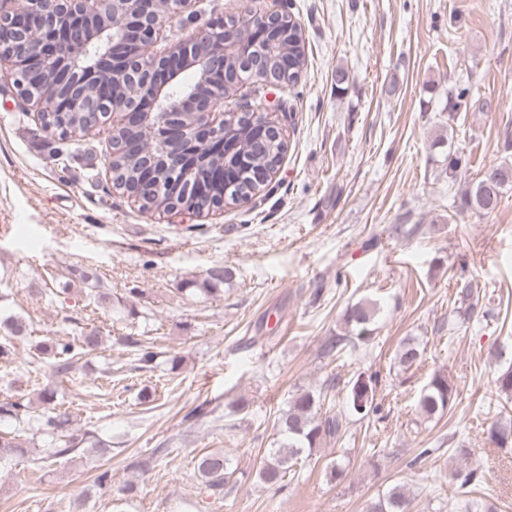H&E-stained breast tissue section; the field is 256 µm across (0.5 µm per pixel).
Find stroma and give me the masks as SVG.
Here are the masks:
<instances>
[{
    "label": "stroma",
    "instance_id": "obj_1",
    "mask_svg": "<svg viewBox=\"0 0 512 512\" xmlns=\"http://www.w3.org/2000/svg\"><path fill=\"white\" fill-rule=\"evenodd\" d=\"M286 6L307 66L269 93L282 103L280 170L269 193L199 218L142 210L112 187L108 132L59 138L0 77V320L28 328L0 360V399L24 396L38 416L41 388L56 383L75 434L112 448L48 462L36 424L17 426L28 454L0 466V512H370L397 484L410 512H512V449L488 439L512 416L493 385L512 364V191L490 216L450 208L512 134V0ZM463 81L473 94L457 108L448 93ZM58 147L70 163L52 160ZM452 153L466 161L454 174ZM214 267L230 274L220 294L186 292ZM92 276L102 298L90 295ZM466 283L479 297L471 314L457 294ZM364 297L380 307L371 338L325 354ZM93 329L100 347L62 381L32 362L36 344ZM129 335L158 351L154 370L135 371ZM407 336L424 355L404 371L393 356ZM436 373L457 396L428 419L417 402ZM361 375L378 379V410L364 418L346 400ZM320 389L323 414L346 416L345 434L302 454L280 491L264 488L256 470L280 413ZM239 399L247 409L231 411ZM205 401L222 416L208 428L187 418ZM157 448L166 454L155 468L132 467ZM216 451L237 467L220 499L193 469ZM105 470L109 490L94 485ZM471 471L480 483L464 497ZM130 481L137 495L118 500Z\"/></svg>",
    "mask_w": 512,
    "mask_h": 512
}]
</instances>
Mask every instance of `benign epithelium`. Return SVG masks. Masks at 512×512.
<instances>
[{"instance_id": "1", "label": "benign epithelium", "mask_w": 512, "mask_h": 512, "mask_svg": "<svg viewBox=\"0 0 512 512\" xmlns=\"http://www.w3.org/2000/svg\"><path fill=\"white\" fill-rule=\"evenodd\" d=\"M194 0H0V71L46 129L65 136L111 126L112 181L140 160L124 193L142 208L164 199L168 210L199 215L196 203L220 209L238 181L224 163L237 150L224 126L241 119L257 140L283 129L244 91L250 83L278 88L288 78V13L284 0L250 11L244 24L219 18L174 46L167 20L192 17ZM197 79L174 96L184 68ZM239 95L224 111L227 87ZM206 146L213 174L191 178L187 140Z\"/></svg>"}]
</instances>
